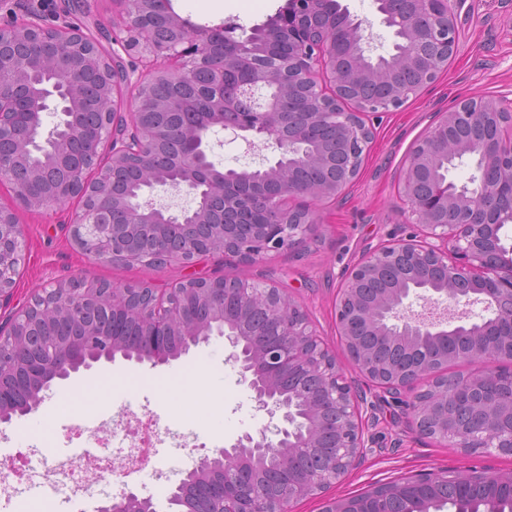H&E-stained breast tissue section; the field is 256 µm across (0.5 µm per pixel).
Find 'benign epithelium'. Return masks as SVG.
Segmentation results:
<instances>
[{
  "label": "benign epithelium",
  "mask_w": 512,
  "mask_h": 512,
  "mask_svg": "<svg viewBox=\"0 0 512 512\" xmlns=\"http://www.w3.org/2000/svg\"><path fill=\"white\" fill-rule=\"evenodd\" d=\"M122 22L112 26L104 50L68 19L45 23L42 0H0L9 20L0 25V143L15 152L0 155V185L28 208H50L72 201L71 235L84 253L125 266L150 265L154 250L139 249L133 239L156 237L165 263L192 265L198 259L230 253L237 263L255 264L272 253L305 246L320 220L307 201L330 199L354 182L374 137L362 121L399 108L409 96L432 84L457 50L454 0H384V23L405 32L394 47L395 61L410 70L414 83L399 86L385 57L367 66L370 38L362 21L350 17L337 0H288V8L270 22L237 37L222 26L192 23L176 14L171 0H113ZM164 20L171 34L155 35ZM221 63L210 65L214 50ZM148 68L135 84L133 109L122 111L124 88L131 84L123 57ZM209 67L203 111L185 130L179 152L167 171L152 167L158 143L169 138L174 117L190 108L176 95L158 100L150 112L139 110L141 97L159 81L184 86L200 68ZM247 71L250 79L238 95L252 112L231 122L224 112V73ZM371 80L381 92L357 96ZM306 99L310 112L288 113L284 95ZM58 118L44 130L43 115ZM336 128L335 156L320 148L306 152L311 129ZM220 128L247 145L273 149L274 159L255 169H219L209 160V135ZM467 158L476 174L458 185L450 168ZM136 165L142 187L129 192L123 172ZM302 164L318 167L319 182L298 185L293 171ZM401 196L409 218L423 238L399 239L366 253L349 271L335 304L341 343L360 374L403 403L413 429L448 448L469 453L493 450L512 455V244L502 230L512 224V106L497 99L465 98L444 112L411 148L400 176ZM158 187L185 191L194 207L172 213L152 198ZM291 198L302 203L288 208ZM275 219L252 220L253 201ZM25 238L15 210L0 204V307L10 303L16 269L24 260ZM385 277L392 287L372 300L360 289ZM238 300V315L264 310L274 321L279 340L264 345L235 317L224 312V293ZM112 297V303L106 298ZM415 296L426 305L464 310L434 316L407 311ZM45 302L16 315L11 335L45 332L62 310L93 305L107 321L91 323L44 356L0 354V423L35 409L37 395L52 381L116 354L140 360L135 346L117 334L112 318L140 325L153 336L147 360L153 365L178 358L171 336L184 337L182 352L205 343L212 333L225 336L258 407L281 424L239 436L217 456L200 459L205 477L216 461L223 477L208 497V512H295L304 498L322 496L358 463L365 450L363 397L336 367V359L319 339L307 313L274 287L233 275L189 279L161 295L151 288L110 287L94 280L73 289L67 283L43 290ZM480 304L474 313L468 307ZM374 336L362 343L361 332ZM490 364L464 380L437 381L448 363ZM292 386H280L284 377ZM337 428L335 451L323 469L298 475L293 457L318 447L322 430ZM276 459L268 467L267 461ZM269 469L280 491L267 497L250 471ZM477 500H512V472L474 467L465 471ZM460 471L419 473L407 481L375 485L354 497H331L322 512H383V501L401 498L408 512H430L436 502L424 489L454 482ZM102 512H157L151 498L133 492L109 497Z\"/></svg>",
  "instance_id": "obj_1"
}]
</instances>
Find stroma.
<instances>
[{
    "mask_svg": "<svg viewBox=\"0 0 512 512\" xmlns=\"http://www.w3.org/2000/svg\"><path fill=\"white\" fill-rule=\"evenodd\" d=\"M339 2L372 35L375 54H393L397 38L393 29L383 23L376 0ZM286 3L287 0H171L173 10L195 24L234 25L244 32L265 24ZM455 13L458 47L447 69L398 110L375 121V138L359 178L341 195L314 202L321 220L317 240L252 265L229 264L222 256L214 255L191 267H129L97 260L78 249L69 232L74 204L47 211L20 207L16 214L24 231L25 260L10 307L0 309V325L8 324L14 312L34 295L73 278L118 286L145 285L162 292L191 276L234 275L275 287L300 305L325 347L334 354L341 373L367 395V448L358 465L329 489V496H353L374 484L448 465L512 471L510 455H467L412 431L405 407L384 397L354 368L334 320L337 295L349 269L363 254L421 232L420 227L410 223L398 194V176L414 142L460 99L482 96L512 102V0H457ZM209 142V158L218 168H253L243 141L218 129L211 133ZM230 353L227 340L215 335L209 343L192 348L188 355L166 365L154 367L120 358L95 363L91 370L53 385L54 401L40 404L32 417L17 416L11 423L0 424V465L10 466L17 452L32 444L45 454L52 447L67 443L85 445V438L71 437L72 428H88L90 418L106 408L116 415L127 406L138 412L155 411L166 427L179 421L191 424L193 431L186 451L195 459L230 446L244 433L273 426L266 411L258 409ZM203 361L222 377L223 394H212L205 380L186 378V370ZM165 391L176 398L166 408L159 403V396ZM33 417L40 421L35 430L28 427ZM169 448V443L161 444L142 479L125 482L116 478L113 487L125 485L138 496L165 504L172 489L167 474L176 466Z\"/></svg>",
    "mask_w": 512,
    "mask_h": 512,
    "instance_id": "35a3bbf8",
    "label": "stroma"
}]
</instances>
